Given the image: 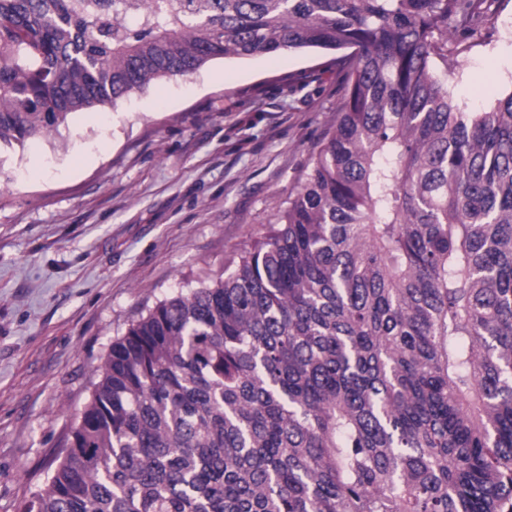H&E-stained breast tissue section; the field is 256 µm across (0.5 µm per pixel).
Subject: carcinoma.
I'll list each match as a JSON object with an SVG mask.
<instances>
[{
    "label": "carcinoma",
    "mask_w": 512,
    "mask_h": 512,
    "mask_svg": "<svg viewBox=\"0 0 512 512\" xmlns=\"http://www.w3.org/2000/svg\"><path fill=\"white\" fill-rule=\"evenodd\" d=\"M487 0H0V146L226 57L333 50L335 124L233 269L112 342L22 512H512V90ZM486 28L448 55V91L462 112H480L488 92L512 88V0H488Z\"/></svg>",
    "instance_id": "cac0c4a2"
}]
</instances>
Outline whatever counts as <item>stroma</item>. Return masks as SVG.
Here are the masks:
<instances>
[{
  "mask_svg": "<svg viewBox=\"0 0 512 512\" xmlns=\"http://www.w3.org/2000/svg\"><path fill=\"white\" fill-rule=\"evenodd\" d=\"M448 57L479 112L512 90V0ZM323 52L217 59L0 149V512L68 451L112 341L266 232L340 102Z\"/></svg>",
  "mask_w": 512,
  "mask_h": 512,
  "instance_id": "stroma-1",
  "label": "stroma"
}]
</instances>
